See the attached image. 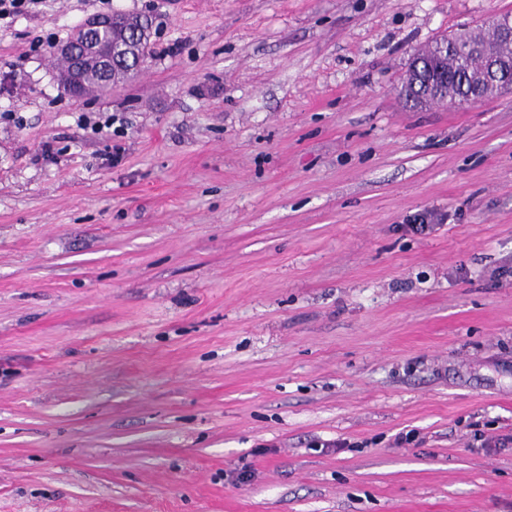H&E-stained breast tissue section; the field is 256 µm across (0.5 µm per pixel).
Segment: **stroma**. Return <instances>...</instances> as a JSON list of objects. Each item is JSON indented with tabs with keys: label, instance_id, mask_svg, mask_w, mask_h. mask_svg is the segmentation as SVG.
<instances>
[{
	"label": "stroma",
	"instance_id": "1",
	"mask_svg": "<svg viewBox=\"0 0 512 512\" xmlns=\"http://www.w3.org/2000/svg\"><path fill=\"white\" fill-rule=\"evenodd\" d=\"M113 10L152 18L150 56L74 99L43 43ZM507 11L0 17V512H512V446L473 445L512 433V92L399 94Z\"/></svg>",
	"mask_w": 512,
	"mask_h": 512
}]
</instances>
